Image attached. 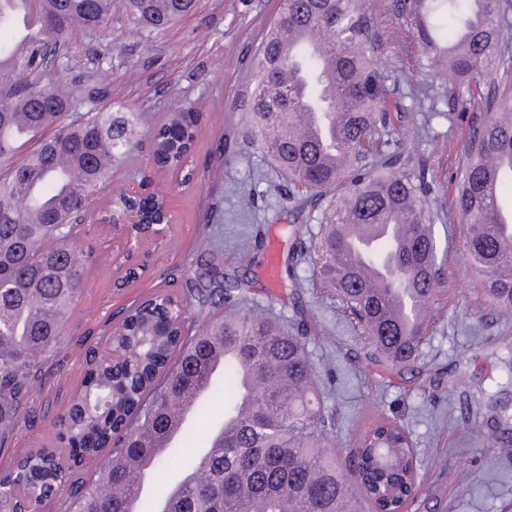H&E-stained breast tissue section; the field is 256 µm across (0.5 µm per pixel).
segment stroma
<instances>
[{"instance_id": "stroma-1", "label": "stroma", "mask_w": 512, "mask_h": 512, "mask_svg": "<svg viewBox=\"0 0 512 512\" xmlns=\"http://www.w3.org/2000/svg\"><path fill=\"white\" fill-rule=\"evenodd\" d=\"M391 3L365 0L376 19L391 78L403 92L423 91L427 54ZM279 11L280 0H197L193 13L151 33L136 31L116 11L102 31L73 39L76 66L65 70L50 62L38 73L39 82L48 87L65 79L103 88L95 103L78 100L76 113L119 105L138 112L139 144L113 167L97 204L107 205L113 192L148 177L166 190L172 225L166 242L144 246L145 276L130 287L116 288L112 252L120 241L113 238L111 225L84 224L76 246L87 273L65 327V346L52 356L45 382L32 389L31 416L19 421L9 446L0 448V474L50 443L53 421L83 385L90 350L101 348L127 309L158 291L182 294L201 263L223 270L236 267L253 225H264L280 254L289 224L304 233L317 230V220H295L297 203L248 137L251 60ZM186 106L199 114L188 178L157 166L152 154L156 128L170 112ZM468 120L464 112H418L405 116L398 127L408 148L427 145V165L438 186L431 206L441 213L448 210L450 185L463 164ZM245 194L255 196L254 208L242 207ZM450 234L432 308L433 332L410 367L400 371L375 363L362 337L351 335L334 305L311 287L305 300L318 334L309 349L329 379L328 402L336 408L339 446L353 447L358 432L381 414L400 420L410 431L418 451V492L409 512H512V452H481L463 398L446 382L454 368L480 374L491 386L500 381L503 373L494 352L512 344V326L496 321L483 303L466 248V224L454 222ZM244 275L254 283L248 302L273 319L291 316L285 288L269 287L262 266L245 269ZM462 484L468 485V493H459Z\"/></svg>"}]
</instances>
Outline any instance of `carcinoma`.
Here are the masks:
<instances>
[{"mask_svg":"<svg viewBox=\"0 0 512 512\" xmlns=\"http://www.w3.org/2000/svg\"><path fill=\"white\" fill-rule=\"evenodd\" d=\"M40 23L41 37L19 52L0 39V447L31 409L34 384L44 364L63 344L76 285L85 263L74 256L77 227L89 217L93 196L136 143L138 115L125 107L72 116L77 93L18 79L42 67L49 39L65 47L78 32L104 27L112 12L106 0H26ZM196 0H122L138 31L165 29L194 11ZM281 13L253 60L255 84L250 124L256 143L288 185V192L325 223L305 236L292 233L281 273L293 294L304 288L298 267L325 289L351 331L368 338L394 367L413 362L429 337L434 300L448 245L441 234L458 217L468 226L467 250L477 284L489 309L512 322V277L499 269L512 264L501 247L500 194L512 177L493 178L489 156L512 163V51L506 39L512 0H392V9L416 31L430 55L434 98L448 110L473 112L461 148L463 169L448 221L430 206L431 187L416 154L396 138L393 113L417 111L416 95L390 83L381 60L382 42L362 0H281ZM451 17L452 36L445 34ZM297 29L323 32L335 59L338 79L332 111L339 127L338 151L300 136L297 92L274 89L288 74L310 102L323 104L328 75L322 58L307 46L284 43ZM413 103L404 104L405 98ZM160 126L157 150L174 167L181 153L168 154L170 127ZM36 148L15 160L28 142ZM403 227L400 246L380 247L369 264L382 263L385 284H367L343 226L382 220ZM424 285L413 308L393 312V300L409 276ZM240 288L224 284L212 268L198 274L188 293L175 297V311L194 306L210 317L196 334L188 327L173 336H153L151 323L137 318L122 340L132 371L98 368L70 419L53 424L54 441L0 478V512H20L32 488L69 483L60 512H128L126 498L139 481L138 461L146 440L162 436L176 403L202 386L206 396L194 416L224 402V438L210 448L205 473L187 475L168 512H405L415 498L417 451L410 432L382 415L371 421L346 457L333 448L336 409L328 404L309 342L314 316L301 307L288 322L259 313L237 314ZM222 375L208 378L212 355L220 350ZM252 370L260 387L250 398L241 377ZM511 382L489 392L468 386L470 399L495 404L497 416L477 430L486 452L512 447Z\"/></svg>","mask_w":512,"mask_h":512,"instance_id":"carcinoma-1","label":"carcinoma"}]
</instances>
